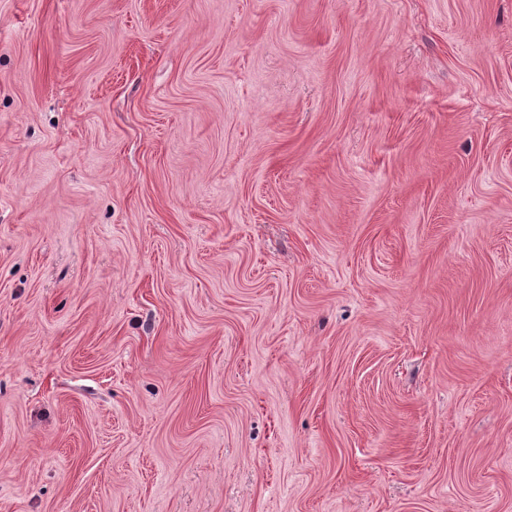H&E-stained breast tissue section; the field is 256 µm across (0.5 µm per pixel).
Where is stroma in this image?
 <instances>
[{"label": "stroma", "instance_id": "obj_1", "mask_svg": "<svg viewBox=\"0 0 512 512\" xmlns=\"http://www.w3.org/2000/svg\"><path fill=\"white\" fill-rule=\"evenodd\" d=\"M0 512H512V0H0Z\"/></svg>", "mask_w": 512, "mask_h": 512}]
</instances>
